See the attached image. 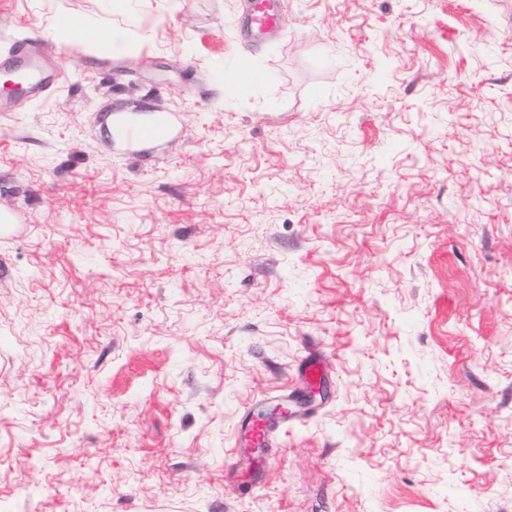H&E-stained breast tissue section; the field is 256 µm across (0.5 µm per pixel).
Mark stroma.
<instances>
[{
	"label": "stroma",
	"mask_w": 512,
	"mask_h": 512,
	"mask_svg": "<svg viewBox=\"0 0 512 512\" xmlns=\"http://www.w3.org/2000/svg\"><path fill=\"white\" fill-rule=\"evenodd\" d=\"M283 8L0 0L64 71L0 113V512H512V0ZM126 108L181 130L141 160ZM246 44L268 31L279 28L284 20L281 0H241ZM282 422L285 424L274 427L273 424L265 417L262 411L250 410L247 412L245 419L241 422L237 430L234 447L228 457L232 458L239 452L238 448H250L252 452L258 449L269 448L271 445L272 433L280 427L288 425V410L281 413Z\"/></svg>",
	"instance_id": "stroma-1"
}]
</instances>
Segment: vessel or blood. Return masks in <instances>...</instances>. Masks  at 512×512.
Wrapping results in <instances>:
<instances>
[{
    "label": "vessel or blood",
    "instance_id": "vessel-or-blood-1",
    "mask_svg": "<svg viewBox=\"0 0 512 512\" xmlns=\"http://www.w3.org/2000/svg\"><path fill=\"white\" fill-rule=\"evenodd\" d=\"M242 19L246 41H254L268 31L279 28L284 20L281 0H241ZM0 72L14 77L19 95L0 97V112L16 109L18 96L38 98L56 87L60 72L48 70L41 54L31 51L20 41L13 42L6 54L0 55ZM177 131V118L173 113L159 110L149 117L116 112L112 115V133L131 153L149 155L153 147L170 139ZM273 426L262 411H248L241 422L235 439L236 447L258 450L270 447Z\"/></svg>",
    "mask_w": 512,
    "mask_h": 512
}]
</instances>
